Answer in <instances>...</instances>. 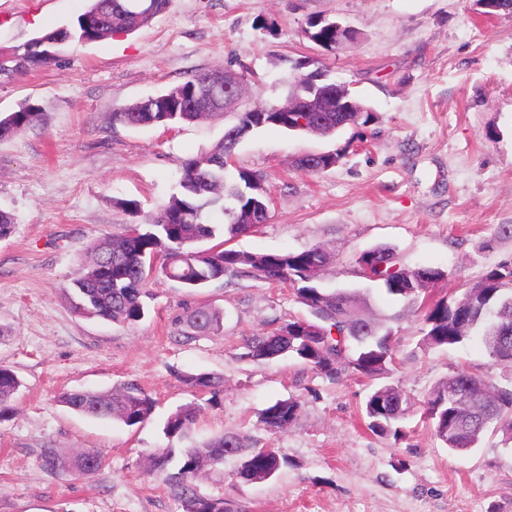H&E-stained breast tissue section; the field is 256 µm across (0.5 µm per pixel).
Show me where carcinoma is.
<instances>
[{"label":"carcinoma","mask_w":512,"mask_h":512,"mask_svg":"<svg viewBox=\"0 0 512 512\" xmlns=\"http://www.w3.org/2000/svg\"><path fill=\"white\" fill-rule=\"evenodd\" d=\"M138 0H87L84 12L71 26L56 27L31 41L21 54L24 64L13 57L12 71L25 73L50 63L37 45L54 39L72 42H97L114 34L132 33L150 24ZM306 34L322 48L333 51L336 32L325 26L322 18L308 22ZM304 61H289L292 78L290 96L303 94L308 73ZM204 74L198 73L170 87L151 101L126 104L113 112L115 121L129 127L169 126L193 123L202 112L184 106L185 100L201 85ZM42 107L26 102L18 110L1 117L15 126L20 135L42 120ZM254 112H238L232 128L236 135L225 134L208 150L185 161L178 191L159 206L151 220L138 227L137 234L124 231L94 242L87 257L78 263L72 286L77 296L75 309L88 318L134 325L145 315L143 297L155 277L149 266L153 255L170 259L158 275L195 290L223 277H258L268 283H287L296 291L309 317L292 320L275 332L248 342L246 357L253 361L292 357L334 378L350 368L364 377H387L394 362L392 331L370 312L367 299L356 291L327 290L319 275L335 258L328 244L313 245L302 251L251 253L237 250L229 243L268 220L270 198L253 190L263 176L239 167L229 171L235 147L253 130L276 127L299 132L304 112H267L263 121ZM318 126L324 130L351 120L369 123L371 115L354 112H315ZM339 155L301 158L295 167L307 173H319L339 163ZM224 237L220 243L199 249L197 244ZM360 268L372 271L369 280L379 284L386 294L409 299L446 278L436 267L406 268L394 260V249L379 246L361 254ZM423 343L430 348H456L476 336L489 357L497 364L512 367V260L502 261L486 272L471 287L465 298H444L421 309ZM220 311L200 306L187 312L184 323L195 333L217 332L222 326ZM22 381L13 369L0 365V420L17 413L15 397ZM61 403L73 411L95 418L116 420L128 427L147 421L155 409V400L136 385L107 392L86 389L65 392ZM411 404L395 387L383 383L369 392L364 402L367 429L377 435L399 436ZM299 401L277 400L260 413V423L277 432L292 423ZM198 408L192 404L171 414L163 428L168 444L147 452L150 472L165 477L175 487L182 512H231L222 498L196 493L193 480L206 465L217 466L227 456L241 458L234 478L241 482L264 479L288 464V458L275 448H248L230 434L197 443L190 437ZM424 415L438 439L451 452L468 451L479 445L490 429L503 432L512 443V386L495 387L480 377L462 371L440 381L430 393ZM182 465L175 474L167 466L175 458ZM87 470L77 473L88 477L105 466V457L95 451L65 456L55 448H45L41 462L51 472L65 471L77 462Z\"/></svg>","instance_id":"cac0c4a2"}]
</instances>
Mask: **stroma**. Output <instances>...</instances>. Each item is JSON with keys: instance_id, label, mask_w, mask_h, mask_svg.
<instances>
[{"instance_id": "stroma-1", "label": "stroma", "mask_w": 512, "mask_h": 512, "mask_svg": "<svg viewBox=\"0 0 512 512\" xmlns=\"http://www.w3.org/2000/svg\"><path fill=\"white\" fill-rule=\"evenodd\" d=\"M86 0H0V56L23 53L40 32L75 21ZM338 19L358 41L326 51L305 30ZM319 60L374 111L370 124L336 135L261 128L236 146L231 164L265 176L268 220L233 242L252 253L333 246L326 288L357 289L395 336L388 382L411 402L402 437L369 431L361 408L372 380L345 370L329 379L299 361L246 358L248 339L303 318L292 286L221 278L191 291L158 279L136 325L89 319L74 309L71 281L87 248L142 224L174 193L186 159L208 149L232 115L172 127L114 122L122 105L200 71L240 63L251 101L285 102L291 60ZM25 100L43 125L0 141V209L15 230L0 239V364L23 385L18 412L0 421V512H182L176 491L148 473L145 452L165 445L163 426L180 406L200 411L194 441L232 433L275 445L288 465L267 481H234L236 456L193 481L234 512H512V447L486 434L479 448L449 453L422 414L440 380L460 371L493 385L512 368L475 342L421 344L420 298L394 300L357 263L394 248L403 265L433 266L444 280L429 301L459 299L490 266L512 258V14L486 15L481 0H169L131 34L74 44L57 60L0 73V115ZM341 151L333 168L297 170L298 157ZM134 199L131 215L121 202ZM224 314L215 333H188L185 314ZM220 378L219 391L188 376ZM141 386L156 401L129 428L78 415L61 393ZM301 402L287 429L259 422L269 403ZM97 450L105 467L88 478L47 471L42 448Z\"/></svg>"}]
</instances>
